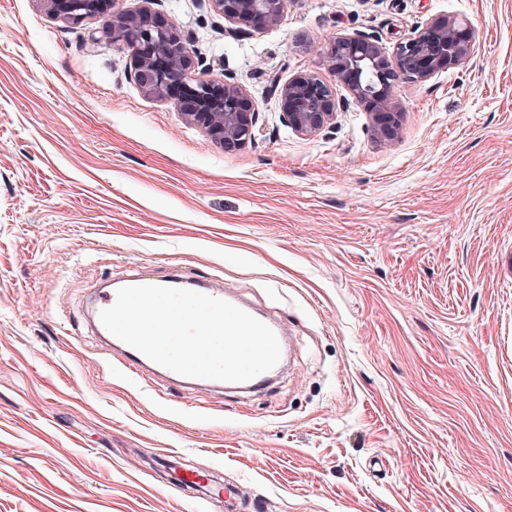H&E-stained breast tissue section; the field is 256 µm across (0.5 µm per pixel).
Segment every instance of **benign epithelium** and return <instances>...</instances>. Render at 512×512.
<instances>
[{"instance_id": "1", "label": "benign epithelium", "mask_w": 512, "mask_h": 512, "mask_svg": "<svg viewBox=\"0 0 512 512\" xmlns=\"http://www.w3.org/2000/svg\"><path fill=\"white\" fill-rule=\"evenodd\" d=\"M47 9L69 24L106 13L118 0H43ZM129 11L112 10L103 35L126 44L133 77L150 97L174 104L226 152L238 151L261 133L259 111L246 87L232 77L220 81L195 76L201 63L190 34L161 20L155 0ZM211 8L241 28L277 26L285 0H208ZM475 42L468 26L449 16L430 17L408 38L388 49L381 41L353 32L332 41L325 65L359 104L370 109L371 133L379 142L395 140L403 110L394 94L403 83H421L450 66L465 63ZM282 118L293 132L313 136L334 125L336 98L332 86L312 73L297 74L280 89Z\"/></svg>"}]
</instances>
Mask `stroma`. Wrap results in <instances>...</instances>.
Instances as JSON below:
<instances>
[{"mask_svg":"<svg viewBox=\"0 0 512 512\" xmlns=\"http://www.w3.org/2000/svg\"><path fill=\"white\" fill-rule=\"evenodd\" d=\"M260 112L224 152L41 0H0V512H512V0H286L229 33L207 0H156ZM475 53L396 94L376 142L346 102L311 136L275 85L327 76L359 31L431 16ZM131 277L205 280L280 326L251 391L136 368L92 316ZM218 476L230 500L171 488Z\"/></svg>","mask_w":512,"mask_h":512,"instance_id":"stroma-1","label":"stroma"}]
</instances>
